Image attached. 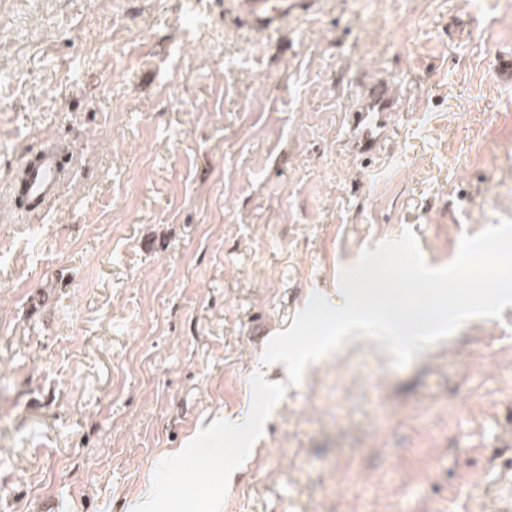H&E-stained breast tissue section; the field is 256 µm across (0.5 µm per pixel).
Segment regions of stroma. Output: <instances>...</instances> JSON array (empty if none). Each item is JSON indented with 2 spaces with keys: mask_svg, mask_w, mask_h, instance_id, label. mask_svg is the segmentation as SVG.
Masks as SVG:
<instances>
[{
  "mask_svg": "<svg viewBox=\"0 0 512 512\" xmlns=\"http://www.w3.org/2000/svg\"><path fill=\"white\" fill-rule=\"evenodd\" d=\"M0 0V155L77 164L21 222L0 174V512H505L512 310L396 366L357 337L297 384L268 340L412 230L431 266L512 219L505 0ZM399 109L357 151L371 83ZM498 144L481 156L480 144ZM265 422L196 442L213 419ZM297 0H237L234 1L237 13L249 23L251 29L264 32L270 29L273 22L288 11L294 10Z\"/></svg>",
  "mask_w": 512,
  "mask_h": 512,
  "instance_id": "35a3bbf8",
  "label": "stroma"
}]
</instances>
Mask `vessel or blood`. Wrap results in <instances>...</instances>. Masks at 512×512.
<instances>
[{"mask_svg":"<svg viewBox=\"0 0 512 512\" xmlns=\"http://www.w3.org/2000/svg\"><path fill=\"white\" fill-rule=\"evenodd\" d=\"M296 6V0H236L235 3L237 13L257 32L269 30L277 18ZM67 176V162L57 146L26 151L12 182L14 205L26 213L40 214L58 196Z\"/></svg>","mask_w":512,"mask_h":512,"instance_id":"1","label":"vessel or blood"}]
</instances>
